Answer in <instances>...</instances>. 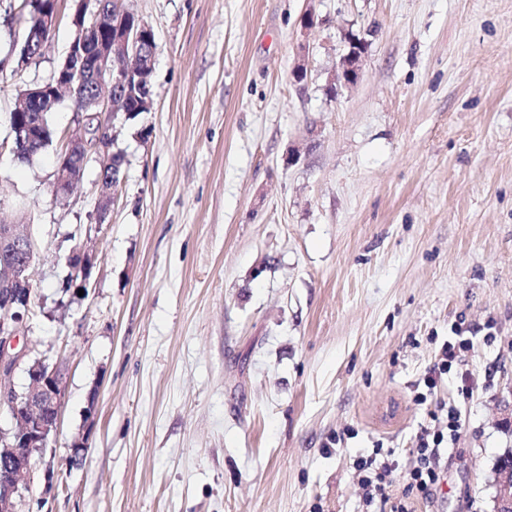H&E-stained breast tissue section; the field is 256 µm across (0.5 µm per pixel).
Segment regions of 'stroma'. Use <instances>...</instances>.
I'll return each mask as SVG.
<instances>
[{"label":"stroma","mask_w":512,"mask_h":512,"mask_svg":"<svg viewBox=\"0 0 512 512\" xmlns=\"http://www.w3.org/2000/svg\"><path fill=\"white\" fill-rule=\"evenodd\" d=\"M116 2L155 32L154 103L101 115L126 153L102 217L98 164L52 192L86 134L70 99L51 146L12 152L16 96L57 67L73 2L21 67L0 0V222L32 234L26 336L65 386L18 512H364L357 458L394 449L402 494L454 379L423 404L416 386L458 329L479 387L415 508L492 512L512 450V0ZM352 34L360 78L330 92Z\"/></svg>","instance_id":"35a3bbf8"}]
</instances>
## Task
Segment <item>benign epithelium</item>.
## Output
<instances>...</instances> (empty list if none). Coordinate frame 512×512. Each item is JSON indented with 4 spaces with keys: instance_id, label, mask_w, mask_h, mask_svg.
<instances>
[{
    "instance_id": "obj_1",
    "label": "benign epithelium",
    "mask_w": 512,
    "mask_h": 512,
    "mask_svg": "<svg viewBox=\"0 0 512 512\" xmlns=\"http://www.w3.org/2000/svg\"><path fill=\"white\" fill-rule=\"evenodd\" d=\"M55 0H24L23 6L31 7L33 20L26 28L19 64H27L42 55L43 38L54 31L57 13ZM81 31L99 33L93 50L87 42H72L66 57L50 79L24 91V98L33 106L41 107L54 102L58 94L67 91L78 93L84 84L108 81L116 95L127 98L140 97L139 109L148 112L152 99L140 95L142 78L153 68L155 53L146 49L144 40L150 26L135 18L128 11L106 15L98 0H77L73 18ZM364 51L352 47L340 61L336 84L351 85L357 82ZM101 98L90 99L77 108L92 136L70 141L59 158L53 181L56 197H68L78 179L77 167H85L96 158L110 159L112 135L109 126L100 119ZM100 204L98 223H103L114 182L100 178ZM95 256L85 249H76L68 259L74 272L87 277L94 265ZM32 261L29 238L20 234L14 224H0V266L7 269L14 287L0 293V407L9 410L13 425L0 429V512H17L16 496L30 472L34 455H44L50 436L55 432L64 397L61 370L41 358H31L32 347L21 341L26 331L24 321L32 296L28 270ZM26 365L28 383L21 393L15 390L13 375L17 367ZM497 492L494 512H512V467L497 474Z\"/></svg>"
}]
</instances>
